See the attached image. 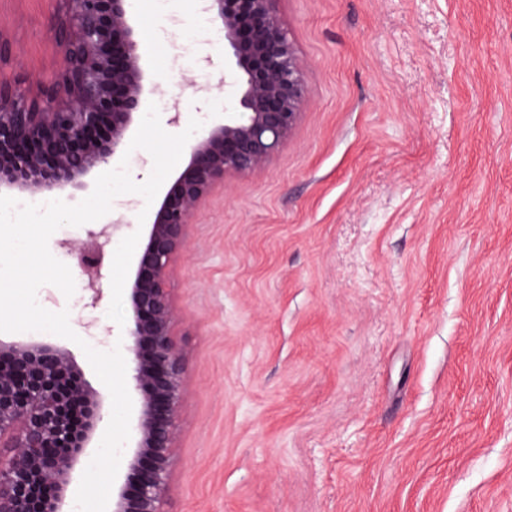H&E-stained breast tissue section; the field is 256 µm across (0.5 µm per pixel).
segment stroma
Listing matches in <instances>:
<instances>
[{"mask_svg": "<svg viewBox=\"0 0 512 512\" xmlns=\"http://www.w3.org/2000/svg\"><path fill=\"white\" fill-rule=\"evenodd\" d=\"M51 0H0V76L52 81ZM306 102L171 264L184 365L163 512H512V0H273ZM163 129L232 118L222 26L132 11ZM45 309L111 350L109 300Z\"/></svg>", "mask_w": 512, "mask_h": 512, "instance_id": "35a3bbf8", "label": "stroma"}]
</instances>
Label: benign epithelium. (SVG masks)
<instances>
[{
	"instance_id": "benign-epithelium-1",
	"label": "benign epithelium",
	"mask_w": 512,
	"mask_h": 512,
	"mask_svg": "<svg viewBox=\"0 0 512 512\" xmlns=\"http://www.w3.org/2000/svg\"><path fill=\"white\" fill-rule=\"evenodd\" d=\"M46 26L59 72L34 90L0 80V193L84 186L120 155L142 104L146 77L129 0H57ZM272 0H207L224 28L242 119L205 130L155 210L128 289L126 330L140 400L136 448L111 512H162L174 458L183 363L173 337L166 273L185 248L200 201L229 173L259 172L292 134L305 101L303 66ZM17 54L0 32V67ZM112 231L90 229L80 266L92 303L103 297ZM104 416L101 394L68 354L36 340L0 343V512H64L71 473Z\"/></svg>"
}]
</instances>
